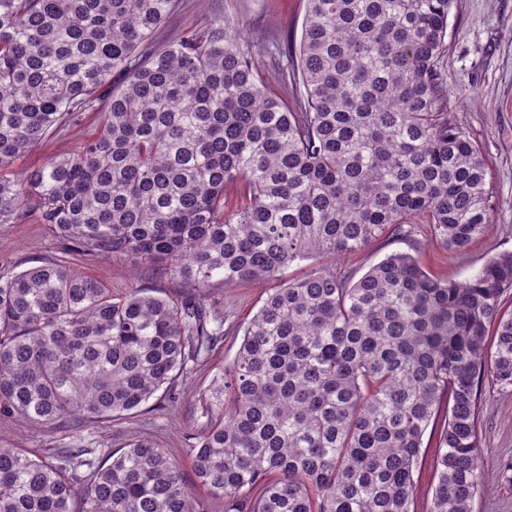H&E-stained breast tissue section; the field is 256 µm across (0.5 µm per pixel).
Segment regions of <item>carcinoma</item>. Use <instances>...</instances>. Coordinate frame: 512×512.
Returning a JSON list of instances; mask_svg holds the SVG:
<instances>
[{
    "instance_id": "carcinoma-1",
    "label": "carcinoma",
    "mask_w": 512,
    "mask_h": 512,
    "mask_svg": "<svg viewBox=\"0 0 512 512\" xmlns=\"http://www.w3.org/2000/svg\"><path fill=\"white\" fill-rule=\"evenodd\" d=\"M181 0H0V224L36 210L57 263L0 273V417L123 419L211 356L222 283L365 249L420 218L462 251L487 167L448 113L451 0H307L271 91L267 38L216 18L159 42ZM76 152L12 165L87 113ZM136 256L195 292L114 295L69 258ZM512 253L464 284L410 252L361 277L315 266L270 292L224 382L197 394L198 483L224 512H412L447 402L429 512H472L482 382L512 389ZM0 512H208L149 438L102 455L0 448ZM445 406V409H444ZM447 404L443 405L441 413L436 417V420L428 428L422 448V458L416 474L417 478V494L414 498L412 506L414 512H427L430 505L432 496V488L436 483L435 476V443L438 440L440 430L443 426L444 414L446 413ZM427 447V448H426Z\"/></svg>"
}]
</instances>
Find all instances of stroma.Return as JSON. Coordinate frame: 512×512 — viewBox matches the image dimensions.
Segmentation results:
<instances>
[{
  "mask_svg": "<svg viewBox=\"0 0 512 512\" xmlns=\"http://www.w3.org/2000/svg\"><path fill=\"white\" fill-rule=\"evenodd\" d=\"M305 10V0H182L165 31L185 33L209 19L233 15L242 23L246 40L262 34L295 44L300 40ZM444 68L450 116L476 144L488 165L492 212L487 229L465 250L451 252L433 241L427 225L417 221L406 225L404 234L382 235L357 254L336 257L333 266L359 277L389 253L419 248L433 275L462 283L475 276L491 257L512 252V0H452ZM96 124L95 114L84 115L18 158L14 172L29 171L51 157L74 151ZM61 256L60 243L37 212H29L17 224H0V272H18ZM310 267L307 261L292 265L284 275L263 283H213L207 300L225 313L223 334L214 358L198 367L177 412L159 411L160 401L154 398L133 419L77 423L65 431L2 418L0 447L47 455L72 445L121 448L132 438L148 437L176 458L187 483H195L190 448L194 434L206 421L196 401L197 391L223 378L239 350L247 322L271 289L279 287L284 278L303 276ZM80 269L104 281L116 294L146 288L165 296L185 289L181 281L159 275L153 264L133 258L94 260L81 264ZM442 426V420H435L424 436L414 512H427L430 505L436 483L434 445ZM478 435V464L487 483L473 510L512 512V390L484 382Z\"/></svg>",
  "mask_w": 512,
  "mask_h": 512,
  "instance_id": "obj_1",
  "label": "stroma"
}]
</instances>
